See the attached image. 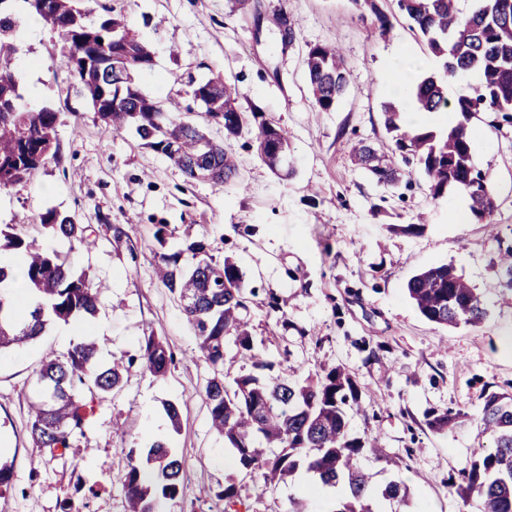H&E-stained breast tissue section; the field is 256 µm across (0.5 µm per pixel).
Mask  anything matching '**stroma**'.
Wrapping results in <instances>:
<instances>
[{
    "mask_svg": "<svg viewBox=\"0 0 512 512\" xmlns=\"http://www.w3.org/2000/svg\"><path fill=\"white\" fill-rule=\"evenodd\" d=\"M260 21L232 10L229 0H86L93 13L124 15L154 51L139 87L188 119L201 110L197 83L222 74L240 93L243 112H263L287 134L291 175L273 173L252 136L232 141L240 187L215 191L192 181L131 131L114 132L76 91L63 43L34 20L23 0L16 70L27 107L61 114L58 152L31 176L0 192V227L11 225L43 247L71 253L74 269L102 286L98 313L81 322L55 321L34 342L0 351V449L12 465L13 488L0 512H126L124 483L132 460L161 439L182 462L183 493L161 512H224L216 496L240 478L233 449L210 427L203 390L212 375L175 296L156 275L160 253L205 241L216 262L231 259L255 291L246 317L255 347L273 374L304 376L322 365L348 371L362 389L360 413L349 416L356 437L379 436L383 459L363 462L372 486L403 482L407 505L388 512H478L448 493V481L469 466L479 442L484 396L512 392V289L495 259L512 245V124L484 112L472 120V155L488 172L497 209L491 223H457L456 194L432 200L424 178L380 185L350 158L361 141L388 145L382 105L393 97L381 77L406 56L424 73L437 62L400 15L394 0H377L386 34L368 7L352 0H252ZM291 19L295 39L283 45L276 13ZM335 44L349 84L330 111L310 94L305 52ZM74 216L88 244L55 236L41 225L48 209ZM166 225L158 243V225ZM453 264L488 307L479 326L427 321L406 294L416 273ZM279 307L271 309L269 298ZM161 337L175 363L156 378L138 363L143 336ZM99 346L98 361L132 358L122 386L94 397V412L65 454L38 452L29 437L31 405L42 395L39 362L46 348L67 353L82 339ZM177 402L173 428L163 405ZM468 413L464 427L428 426L433 411ZM255 512H288L302 496L297 471L264 496L241 480Z\"/></svg>",
    "mask_w": 512,
    "mask_h": 512,
    "instance_id": "obj_1",
    "label": "stroma"
}]
</instances>
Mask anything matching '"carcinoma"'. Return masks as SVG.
<instances>
[{
  "instance_id": "carcinoma-1",
  "label": "carcinoma",
  "mask_w": 512,
  "mask_h": 512,
  "mask_svg": "<svg viewBox=\"0 0 512 512\" xmlns=\"http://www.w3.org/2000/svg\"><path fill=\"white\" fill-rule=\"evenodd\" d=\"M13 0H0V192L36 170L50 148H57L61 113L50 106L24 109L15 72L18 52L17 19ZM32 14L56 31L65 55L84 59L74 73L80 91L100 110L99 117L116 132L133 131L144 144L164 154L192 181H208L217 190L235 183L238 167L224 142L254 133L266 142L263 161L273 171L282 168L288 138L276 124L257 111L246 116L238 105V91L217 76L199 83L203 119L224 114V141L211 139L194 122L183 120L161 102L145 94L134 74L153 66L154 54L127 19L110 11L90 18L82 0H24ZM397 8L423 39L441 69L413 89L414 109L420 112H454L463 120L444 131L412 124L392 104L383 106L384 125L391 145L379 150L363 141L352 150L354 162L387 187L399 184L401 172L394 158L414 166L427 181L429 195L438 200L450 189L468 198L472 215L488 221L497 208L488 173L476 167L468 124L480 112H496L512 123V0H477L464 12L460 0H396ZM306 71L315 105L329 111L348 86L344 59L333 45L315 44L306 53ZM471 74L465 93L448 100L445 86ZM120 83L123 97L112 96ZM41 223L63 238L86 241V229L75 218L48 210ZM21 252L26 257L23 280L32 299L26 316L12 315L15 298L7 292L13 280L0 266V350L40 337L54 320L64 322L98 311L99 286L86 273L73 271L68 254L42 251L35 240L0 228V251ZM195 263L180 265L182 252L159 256L164 286L183 303V311L199 339L204 360L213 376L204 387L212 427L233 448L245 476L265 492L294 474L299 467L315 474L325 486L345 485L332 512H376L374 494L362 460L381 454L379 438L353 437L347 430V407L359 404L361 390L340 368H324L303 382L291 376L259 377L253 373L228 379L224 372V346L231 339L240 356L255 370L273 365L255 349L242 312L253 291L247 290L239 266L226 258L217 264L204 241L187 246ZM409 299L428 321L448 326H477L487 316L484 300L456 271L444 263L412 276L406 285ZM139 360L153 376H164L172 354L163 340L143 337ZM123 362L107 368L97 364V347L80 341L62 357L46 354L39 378L47 396L34 406L29 435L32 446L55 454L70 447V438L83 432L92 407L82 396L108 393L120 387ZM464 414L447 410L432 415L428 425L436 431L462 425ZM479 425L481 435L493 443L478 444V451L462 480H448V493L469 503L481 500L479 512H512V393H489ZM182 463L172 449L155 441L145 462L131 466L124 491L128 512H157L163 500L178 497L183 487ZM407 487L394 480L381 490L385 501L406 502ZM224 512H250L248 499L237 483L229 481L216 493Z\"/></svg>"
}]
</instances>
